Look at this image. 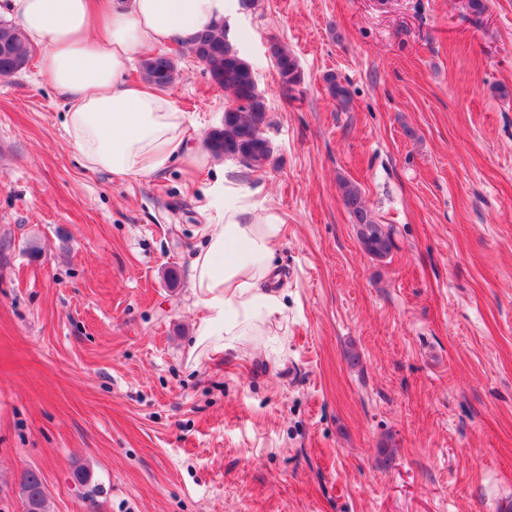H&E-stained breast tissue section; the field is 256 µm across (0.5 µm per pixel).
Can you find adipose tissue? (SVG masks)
<instances>
[{
    "label": "adipose tissue",
    "instance_id": "ef3b65f1",
    "mask_svg": "<svg viewBox=\"0 0 512 512\" xmlns=\"http://www.w3.org/2000/svg\"><path fill=\"white\" fill-rule=\"evenodd\" d=\"M234 0H0V16L19 21L42 48L40 77L64 103V125L87 168L145 178L173 164L206 167L211 157L187 134L185 112L151 85L126 81L135 57L171 42L189 44L223 20ZM219 212L190 273L202 313L188 357L201 361L277 335L288 293L276 287L279 217L217 190Z\"/></svg>",
    "mask_w": 512,
    "mask_h": 512
}]
</instances>
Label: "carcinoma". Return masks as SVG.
I'll return each instance as SVG.
<instances>
[{
    "label": "carcinoma",
    "instance_id": "cac0c4a2",
    "mask_svg": "<svg viewBox=\"0 0 512 512\" xmlns=\"http://www.w3.org/2000/svg\"><path fill=\"white\" fill-rule=\"evenodd\" d=\"M187 49L204 67L211 81L233 99V104L224 109V126L207 136L212 155L236 160L249 169L265 167L273 153L271 142L264 134L268 107L258 89L251 63L240 55L227 37L222 23L203 30ZM270 50L283 86L294 90L302 81L297 58L276 42L271 44ZM31 56V45L21 28L0 22V76L9 77L20 72ZM143 71L145 79L158 88L168 87L179 75L176 60L165 52L149 56L143 62ZM325 83L336 109L347 111L351 104L348 88L333 73L325 76ZM341 189L344 204L354 217L357 237L363 249L375 257L388 255L393 247L390 227L374 219L356 185L344 182ZM20 497L23 503L31 505L27 512H49L47 490L39 471L30 469L24 473Z\"/></svg>",
    "mask_w": 512,
    "mask_h": 512
}]
</instances>
